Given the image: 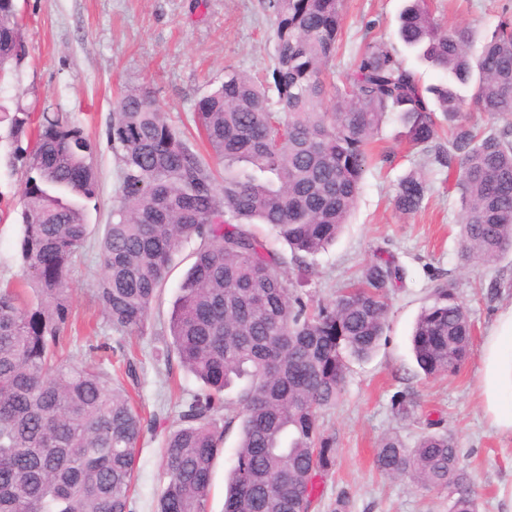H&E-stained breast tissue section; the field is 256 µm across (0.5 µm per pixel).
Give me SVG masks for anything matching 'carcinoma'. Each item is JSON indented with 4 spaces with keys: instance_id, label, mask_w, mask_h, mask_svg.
<instances>
[{
    "instance_id": "obj_1",
    "label": "carcinoma",
    "mask_w": 512,
    "mask_h": 512,
    "mask_svg": "<svg viewBox=\"0 0 512 512\" xmlns=\"http://www.w3.org/2000/svg\"><path fill=\"white\" fill-rule=\"evenodd\" d=\"M274 20L272 81L227 69L195 104L205 150L155 103L148 86L126 88L107 142L118 161V204L105 224L95 290L112 329L143 334L171 258L197 242L169 322L180 365L204 384L164 436L166 484L157 512H207L212 467L223 441L224 390L244 380L233 412L241 434L224 512H312L334 441L320 412L340 399L351 359L379 346L389 292L405 269L391 257L313 304L299 289L307 259L336 239L353 210L383 123L396 117L408 143L448 173L461 205L458 259L491 263L512 253V20L479 54L465 28H444L425 0L399 16L405 47L442 74L425 86L383 42L359 53L341 84L330 79L341 31L340 0H264ZM25 52L15 0H0V77ZM503 126L480 132L470 108ZM25 172L20 210L22 277L0 287V512H129L145 418L135 407L132 348L111 372L66 354L69 285L98 200L95 144L66 112L0 110ZM27 147H22V139ZM429 187L412 170L398 183L397 210H418ZM286 243L271 248L255 225ZM472 325L442 281L411 336L424 375H453ZM375 466L419 488L456 486L448 512H476L475 490L448 432L408 447L381 439Z\"/></svg>"
}]
</instances>
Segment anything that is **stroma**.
Wrapping results in <instances>:
<instances>
[{
	"label": "stroma",
	"mask_w": 512,
	"mask_h": 512,
	"mask_svg": "<svg viewBox=\"0 0 512 512\" xmlns=\"http://www.w3.org/2000/svg\"><path fill=\"white\" fill-rule=\"evenodd\" d=\"M444 26L470 31V51L479 53L512 0H427ZM24 24L26 56L0 82V105L23 104L32 112L70 113L96 145L100 178L98 207L89 209L93 238H100L116 195L117 163L106 130L113 103L126 87L149 85L157 105L186 136H193L196 102L224 79L225 68L265 76L275 53L273 19L260 0H15ZM405 0H342L339 48L331 63L343 73L372 41L385 42L415 69L423 84L439 80L396 36ZM389 120L373 145L355 209L336 241L310 260L302 290L328 301L337 290L380 257L395 256L406 277L390 295L386 329L376 353L351 361L341 400L320 414L325 435L335 441V464L317 493L319 512H333L345 500L347 512H448V495L390 478L373 465L380 439L398 434L407 446L429 431L451 432L461 467L477 493V512H507L502 492L512 489V437L490 425L478 391L481 347L499 313L512 305V254L491 264L461 265L458 196L447 172L424 166L421 153ZM423 169L430 185L421 208L399 212L393 197L399 179ZM23 169L14 159L6 130H0V282L19 279V211ZM192 245L173 255L169 274L137 341L140 384L135 398L145 412L158 413L159 426L146 431L137 461L130 512H157L164 483L161 442L175 429L185 404L203 384L182 368H168L166 325L193 262ZM100 275L96 247L87 248L72 275L70 301L79 331L70 351L95 364L100 347H119L124 335L112 330L95 297ZM447 282L467 309L473 336L470 351L453 376L420 373L410 350L415 320L435 279ZM406 395L409 416L392 401ZM239 442V425L224 427L208 500V512H223L229 469Z\"/></svg>",
	"instance_id": "stroma-1"
}]
</instances>
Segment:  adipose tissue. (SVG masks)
<instances>
[{
  "label": "adipose tissue",
  "mask_w": 512,
  "mask_h": 512,
  "mask_svg": "<svg viewBox=\"0 0 512 512\" xmlns=\"http://www.w3.org/2000/svg\"><path fill=\"white\" fill-rule=\"evenodd\" d=\"M480 389L491 425L512 436V307L503 310L482 346Z\"/></svg>",
  "instance_id": "obj_1"
}]
</instances>
